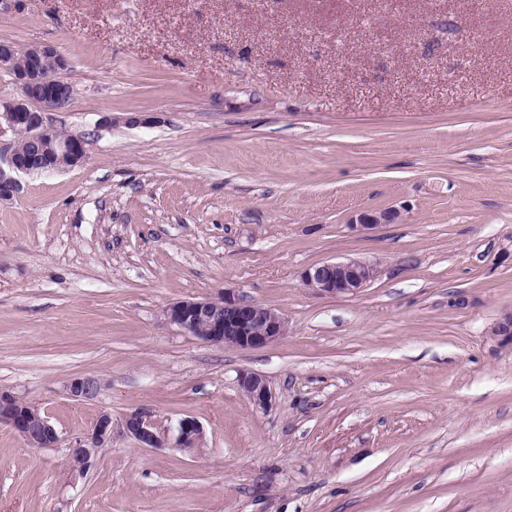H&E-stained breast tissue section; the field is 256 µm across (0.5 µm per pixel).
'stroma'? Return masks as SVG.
<instances>
[{"label":"stroma","instance_id":"stroma-1","mask_svg":"<svg viewBox=\"0 0 512 512\" xmlns=\"http://www.w3.org/2000/svg\"><path fill=\"white\" fill-rule=\"evenodd\" d=\"M0 40L65 53L46 121L88 141L0 205V388L60 436L0 423V512H512V0H0ZM345 259L378 274L302 284ZM226 289L287 334L164 322ZM138 408L203 438L117 433L75 475L98 414ZM400 218V211L387 209L383 211H366L358 215L355 226L371 229L379 224H394ZM377 274L374 264L358 260L325 262L301 274L302 283L323 294H353L365 288ZM241 391L256 407L265 409L272 405L273 393L261 375L253 372H241L238 378ZM105 387L103 379L96 376H78L67 385L68 394L75 400L93 399ZM8 424L24 443L35 449L55 447L60 437L48 416L9 389L0 388V423ZM176 448H194L201 438L203 429L199 422L192 417H184L178 422Z\"/></svg>","mask_w":512,"mask_h":512}]
</instances>
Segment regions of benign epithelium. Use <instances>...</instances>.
Returning a JSON list of instances; mask_svg holds the SVG:
<instances>
[{
  "mask_svg": "<svg viewBox=\"0 0 512 512\" xmlns=\"http://www.w3.org/2000/svg\"><path fill=\"white\" fill-rule=\"evenodd\" d=\"M68 57L51 44L20 47L0 40V71L11 76L20 94L0 97V130L8 128L18 138L5 164H0V204L13 200L20 190L18 173L62 170L82 164L87 158V140L81 135H62L46 125L45 112L65 107L73 95V87L61 74L68 70ZM33 145L27 153L21 143ZM400 211H366L355 224L371 229L379 224H394ZM377 274L371 263L358 260L325 262L301 274L302 283L323 294H353L366 287ZM164 320L204 342L218 347L258 348L270 344L287 333L288 323L273 308L257 304L232 291L203 299H187L170 304L163 311ZM491 335L503 343L512 342V314L491 327ZM241 391L256 407L272 405L273 393L261 375L241 372ZM105 387L96 376H78L67 385L75 400L93 399ZM8 424L24 443L35 449L55 447L60 437L48 416L39 408L9 389L0 388V423ZM120 432L142 448H166L167 440L155 428L150 411L135 409L120 420ZM112 414L102 411L91 433L70 449L71 470L83 475L93 466L98 450L112 443ZM176 447L193 448L203 429L192 417L178 422Z\"/></svg>",
  "mask_w": 512,
  "mask_h": 512,
  "instance_id": "1",
  "label": "benign epithelium"
}]
</instances>
